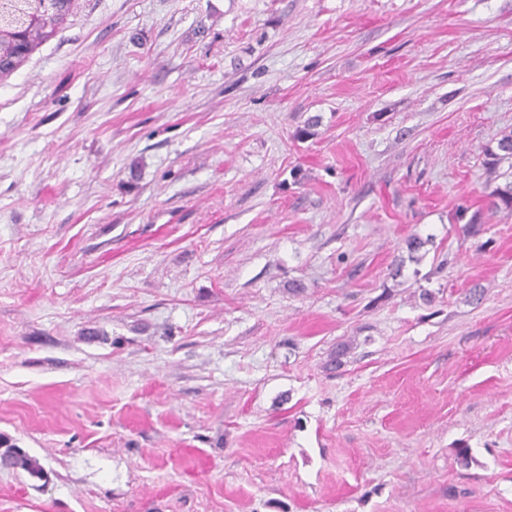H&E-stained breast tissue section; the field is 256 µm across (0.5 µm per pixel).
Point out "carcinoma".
Returning a JSON list of instances; mask_svg holds the SVG:
<instances>
[{
  "instance_id": "1",
  "label": "carcinoma",
  "mask_w": 512,
  "mask_h": 512,
  "mask_svg": "<svg viewBox=\"0 0 512 512\" xmlns=\"http://www.w3.org/2000/svg\"><path fill=\"white\" fill-rule=\"evenodd\" d=\"M73 0H0V76L14 72L42 43L54 37L64 23ZM496 160H512V132L502 135L496 150H488ZM490 205L512 209V181L494 187L487 195ZM0 466L20 469L42 480L46 473L39 461L20 448L9 446L0 453Z\"/></svg>"
}]
</instances>
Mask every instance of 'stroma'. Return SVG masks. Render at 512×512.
I'll return each instance as SVG.
<instances>
[{
  "mask_svg": "<svg viewBox=\"0 0 512 512\" xmlns=\"http://www.w3.org/2000/svg\"><path fill=\"white\" fill-rule=\"evenodd\" d=\"M509 131L512 0H75L0 79V512H512ZM0 466L5 469L23 470L33 479L43 480L46 478L45 470L37 459L29 456L21 448L11 445L0 453Z\"/></svg>",
  "mask_w": 512,
  "mask_h": 512,
  "instance_id": "stroma-1",
  "label": "stroma"
}]
</instances>
